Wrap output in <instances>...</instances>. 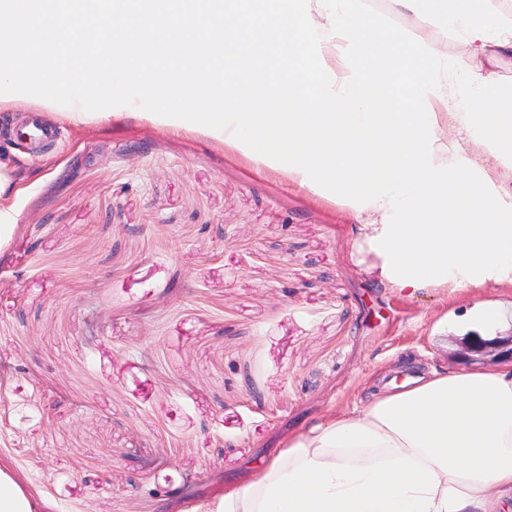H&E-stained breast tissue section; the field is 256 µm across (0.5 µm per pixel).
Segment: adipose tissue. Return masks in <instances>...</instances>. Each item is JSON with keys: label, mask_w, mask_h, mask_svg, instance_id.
I'll return each instance as SVG.
<instances>
[{"label": "adipose tissue", "mask_w": 512, "mask_h": 512, "mask_svg": "<svg viewBox=\"0 0 512 512\" xmlns=\"http://www.w3.org/2000/svg\"><path fill=\"white\" fill-rule=\"evenodd\" d=\"M425 5L472 57L512 51V21L487 0H387L395 15ZM0 13L14 20L0 32L9 73L32 75L47 107L68 100L71 122L86 97L108 120L164 85L145 120L194 123L341 200L386 288H512V189L478 161L512 169V83L449 67L361 0H187L177 13L166 0H0ZM87 32L93 53L70 65L65 44ZM202 74L218 95L201 96ZM190 512H512V367L418 377L295 435Z\"/></svg>", "instance_id": "1"}]
</instances>
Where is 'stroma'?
Returning a JSON list of instances; mask_svg holds the SVG:
<instances>
[{
  "instance_id": "stroma-1",
  "label": "stroma",
  "mask_w": 512,
  "mask_h": 512,
  "mask_svg": "<svg viewBox=\"0 0 512 512\" xmlns=\"http://www.w3.org/2000/svg\"><path fill=\"white\" fill-rule=\"evenodd\" d=\"M365 11L469 52L429 11ZM61 129L47 150L14 130ZM20 183L0 242V469L42 512H189L405 365L512 330V288H384L341 203L233 145L136 117L0 105ZM488 303L495 324L476 321Z\"/></svg>"
}]
</instances>
